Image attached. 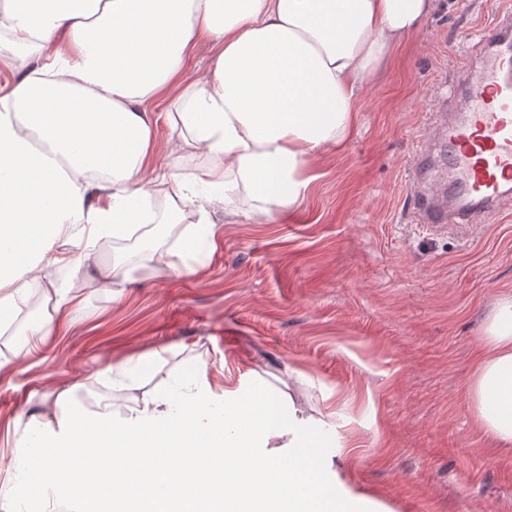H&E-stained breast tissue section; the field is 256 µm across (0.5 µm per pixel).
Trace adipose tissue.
<instances>
[{"instance_id": "adipose-tissue-1", "label": "adipose tissue", "mask_w": 512, "mask_h": 512, "mask_svg": "<svg viewBox=\"0 0 512 512\" xmlns=\"http://www.w3.org/2000/svg\"><path fill=\"white\" fill-rule=\"evenodd\" d=\"M436 0H0V56L35 64L0 103V327L46 259L92 285L99 241L155 221L150 105L197 47L215 55L166 114L171 153L206 163L169 196L166 223L192 210L193 248L213 213L271 224L299 205L311 161L351 131L364 89ZM84 259L57 251L60 240ZM466 395L493 452H512V297L488 318ZM36 439L44 488L74 512H390L333 470L325 427L275 390L215 393L205 371L141 403L89 412L72 388Z\"/></svg>"}]
</instances>
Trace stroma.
I'll list each match as a JSON object with an SVG mask.
<instances>
[{"mask_svg":"<svg viewBox=\"0 0 512 512\" xmlns=\"http://www.w3.org/2000/svg\"><path fill=\"white\" fill-rule=\"evenodd\" d=\"M512 0H440L365 92L354 131L310 168L303 203L272 224L216 210L210 254L176 249L153 270L136 239L105 240L94 257L133 269L120 297L44 269L39 350L0 341V502L15 512H68L35 492L39 448L18 447V421L53 412L77 384L89 412L124 409L168 377L205 367L212 385H272L323 414L333 436L354 433L334 466L392 512H512V456L493 453L465 395L483 324L512 294V205L488 223L436 231L415 223L410 166L453 65ZM71 299L76 316L56 312ZM152 358L153 375L113 387L109 369Z\"/></svg>","mask_w":512,"mask_h":512,"instance_id":"obj_1","label":"stroma"}]
</instances>
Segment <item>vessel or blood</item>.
<instances>
[{"label":"vessel or blood","instance_id":"obj_1","mask_svg":"<svg viewBox=\"0 0 512 512\" xmlns=\"http://www.w3.org/2000/svg\"><path fill=\"white\" fill-rule=\"evenodd\" d=\"M456 74L463 113L433 119L448 156L434 162L422 151L412 167L414 218L436 230L485 223L512 202V9L498 14L479 54L459 61Z\"/></svg>","mask_w":512,"mask_h":512}]
</instances>
